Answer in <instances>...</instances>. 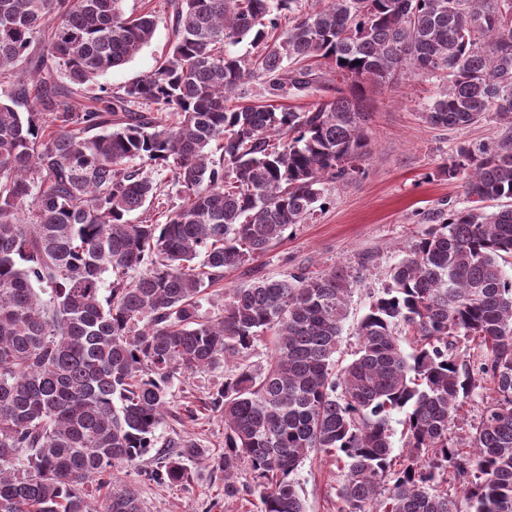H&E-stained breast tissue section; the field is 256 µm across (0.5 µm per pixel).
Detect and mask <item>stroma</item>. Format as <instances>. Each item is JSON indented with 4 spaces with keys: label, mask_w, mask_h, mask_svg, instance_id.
<instances>
[{
    "label": "stroma",
    "mask_w": 512,
    "mask_h": 512,
    "mask_svg": "<svg viewBox=\"0 0 512 512\" xmlns=\"http://www.w3.org/2000/svg\"><path fill=\"white\" fill-rule=\"evenodd\" d=\"M126 12L151 10L157 27L151 42L131 61L101 76V84L118 88L150 73L171 47V29L165 0H125ZM431 81L407 80L397 91L374 97L368 131L370 152L364 175L356 181L327 184L325 205L308 223L288 229L282 239L246 266L228 272L223 282L201 298L204 317L221 314L224 296L255 278H283L303 271L318 276L332 268L354 279L348 317L341 336L340 363H348L358 348L357 324L375 296L389 282V270L401 250L434 227L436 213L463 207L461 182L442 173L457 143H483L501 137L508 124L491 120L466 129L433 127L421 118L422 107L433 97ZM231 369L219 365L194 373L177 372L171 382L169 413L158 429L160 439L192 438L213 455L224 451V421L212 413L184 422V404L207 397L224 386ZM152 458L120 466L119 475L133 484L145 512H258L259 495L249 472H241L239 497L224 496V479L212 466L196 464L184 484L145 480L154 468ZM296 479L307 512H336L337 467L334 461L313 455L299 468Z\"/></svg>",
    "instance_id": "1"
}]
</instances>
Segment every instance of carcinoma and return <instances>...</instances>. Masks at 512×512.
<instances>
[{"instance_id": "carcinoma-1", "label": "carcinoma", "mask_w": 512, "mask_h": 512, "mask_svg": "<svg viewBox=\"0 0 512 512\" xmlns=\"http://www.w3.org/2000/svg\"><path fill=\"white\" fill-rule=\"evenodd\" d=\"M123 2L0 0V512H143L117 467L151 453L146 479L182 484L187 463L208 462L228 498L247 468L260 512H306L295 473L313 453L336 462L337 512H512V205L483 206L512 199L511 133L456 145L444 173L468 205L406 247L347 365L342 271L258 278L214 320L198 309L307 223L327 182L363 175L370 93L434 79L428 124L512 121V0H315L299 15L298 0H167L168 56L114 90L98 78L156 25ZM284 11L288 29L256 60L229 51ZM257 75L270 103L228 104ZM147 166L180 188L163 224L127 220L164 207ZM269 332L255 373L247 358ZM229 357L224 388L185 408L224 418V455L158 443L174 373ZM477 388L469 442L448 439Z\"/></svg>"}]
</instances>
